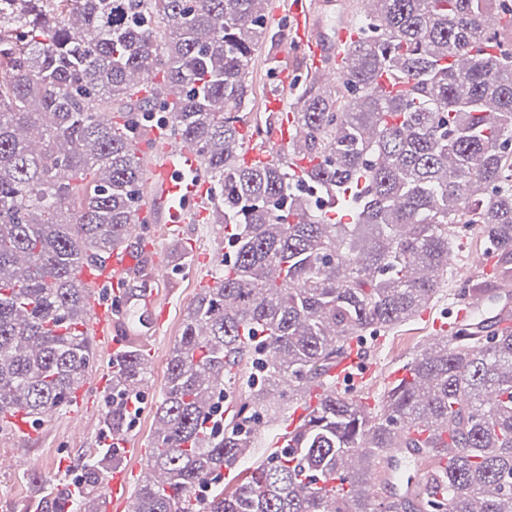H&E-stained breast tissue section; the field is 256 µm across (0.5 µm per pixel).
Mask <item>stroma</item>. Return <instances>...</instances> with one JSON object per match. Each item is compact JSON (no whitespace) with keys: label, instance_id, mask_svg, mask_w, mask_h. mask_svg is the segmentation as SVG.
I'll list each match as a JSON object with an SVG mask.
<instances>
[{"label":"stroma","instance_id":"1","mask_svg":"<svg viewBox=\"0 0 512 512\" xmlns=\"http://www.w3.org/2000/svg\"><path fill=\"white\" fill-rule=\"evenodd\" d=\"M311 65L306 55L290 50L281 26L269 25L267 38L249 76L252 93L244 109V119L251 128L265 127L277 119L276 112L269 107L271 93L277 86L276 72L285 70L292 74L298 67ZM145 233L147 247L141 257L142 264L152 272L158 261L164 259L169 263L160 294L168 298L170 308L158 335L150 341L154 352L151 374L142 391L140 412L134 416L120 445L123 452L121 470L134 490L140 486L138 476L149 455L155 407L165 384L170 353L181 333L185 310L202 286L196 271L201 268L212 272L225 253L223 225L205 219L185 224L177 243L166 237L157 224L146 225ZM177 244L187 256L182 265L169 262L170 252ZM450 301L447 293H440L415 318L370 337L364 343L361 354L378 367L373 377L359 387L368 404H375L411 354L430 342L436 324L447 323ZM109 404L106 390L89 387L83 391L82 426L73 425L68 413L62 411L36 426L35 438L0 434V453L9 460L8 467L0 470V512H21L23 503L44 496L42 480L47 477L50 465L70 457H82L88 449L110 440L111 434L103 425V415Z\"/></svg>","mask_w":512,"mask_h":512}]
</instances>
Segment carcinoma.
Wrapping results in <instances>:
<instances>
[{"mask_svg": "<svg viewBox=\"0 0 512 512\" xmlns=\"http://www.w3.org/2000/svg\"><path fill=\"white\" fill-rule=\"evenodd\" d=\"M366 2L358 66L303 90L296 139L246 165L268 0H0V414L40 423L85 383L92 284L76 269L148 223L155 113L199 154L231 249L172 348L147 459L164 483L130 512H512V305L416 351L372 408L332 375L448 286L462 229L512 281V0ZM383 76L406 89L379 93ZM296 153L313 165L289 168ZM148 374L135 345L115 360L113 437ZM266 400L306 415L227 492ZM394 448L431 461L414 496ZM117 459L78 464L82 493L57 492L55 512H97Z\"/></svg>", "mask_w": 512, "mask_h": 512, "instance_id": "carcinoma-1", "label": "carcinoma"}]
</instances>
